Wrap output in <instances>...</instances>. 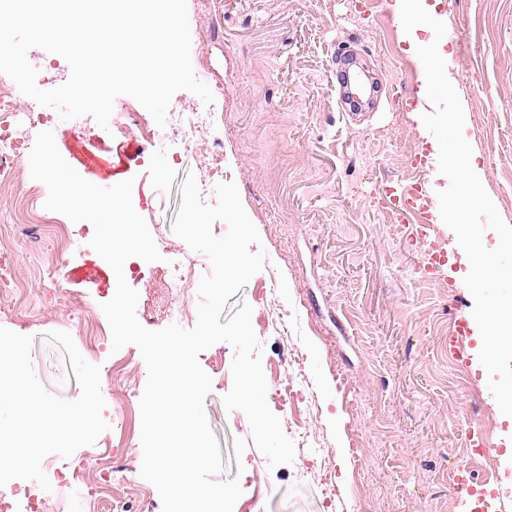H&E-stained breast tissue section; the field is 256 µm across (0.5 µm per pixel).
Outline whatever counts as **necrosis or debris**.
<instances>
[{
    "label": "necrosis or debris",
    "mask_w": 512,
    "mask_h": 512,
    "mask_svg": "<svg viewBox=\"0 0 512 512\" xmlns=\"http://www.w3.org/2000/svg\"><path fill=\"white\" fill-rule=\"evenodd\" d=\"M213 95L223 99V87H215ZM216 102L206 106H187L184 102L174 104L167 115L166 127L181 134L210 171L219 173L224 169L222 154L208 146H201L200 134L214 123L218 112ZM47 112L35 102L23 103L16 93L15 82L7 75L0 74V186L14 183L23 166L24 154L32 150L35 138L33 132L42 125ZM204 264L199 258L181 250H174L170 264L162 269L155 280L158 293L167 300V311L172 319L181 321L187 315L190 290ZM116 474L110 452L96 455L91 465L79 466L68 473L56 474L51 490H44L37 481L22 485L6 484L0 487V512H49L54 499L66 489L75 485L86 487L88 501L105 499L110 512H127L128 497L140 496L135 483H128L127 497L112 494V482Z\"/></svg>",
    "instance_id": "obj_1"
}]
</instances>
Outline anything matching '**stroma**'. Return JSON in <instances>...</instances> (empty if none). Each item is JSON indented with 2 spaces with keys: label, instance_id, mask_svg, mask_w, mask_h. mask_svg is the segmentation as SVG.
I'll return each mask as SVG.
<instances>
[{
  "label": "stroma",
  "instance_id": "stroma-1",
  "mask_svg": "<svg viewBox=\"0 0 512 512\" xmlns=\"http://www.w3.org/2000/svg\"><path fill=\"white\" fill-rule=\"evenodd\" d=\"M393 0H187L190 27L204 26L205 49L192 51L193 67L207 66L224 88V119L203 134L224 153L228 181L256 226L267 259L232 296L248 303L266 380L287 369L298 394L282 408L267 403L281 422L297 418L308 436H294L292 464L270 467L253 445L243 411L226 410L234 348L221 342L199 355L212 380L205 414L223 458L215 482L238 481L252 512H471L472 499L448 498V475L465 468L474 488L512 499V480L471 467L464 448L481 435L485 414L512 433V417L488 397L478 359L480 335L463 356L448 352V337L474 300L458 253L444 280L418 273L419 246L382 200L385 182L413 183L418 149L438 155L421 114L405 111L419 95L423 65L408 51L402 32L387 36L383 17ZM446 25V73L467 106L466 140L481 156L478 176L501 218L512 225V0H425ZM354 54L379 80L373 109L353 112L343 102L340 57ZM63 158L101 187L133 179L132 202L153 238L180 245L172 223L187 173L206 174L178 140L150 144L106 135L93 118L61 119L51 113ZM445 189L439 170L419 177ZM16 196L0 193V241L14 245L0 289L27 282L38 291L53 279L65 293L93 307L110 300L116 276L89 245L90 223L73 252L58 248L38 224H17ZM128 284L139 294L136 317L160 330L170 321L152 304L158 263L135 259ZM278 316L282 326H267ZM98 353L48 303L38 312L0 313V327L30 336L34 369L46 388L77 399L76 382L64 381V354L48 332L69 333L83 358L108 378L127 362L138 386L147 367L132 344L113 350L107 319ZM472 422L470 432L458 422ZM104 439L70 458L46 456L51 468L74 467L107 446ZM127 474L139 476L137 436L110 444Z\"/></svg>",
  "mask_w": 512,
  "mask_h": 512
}]
</instances>
